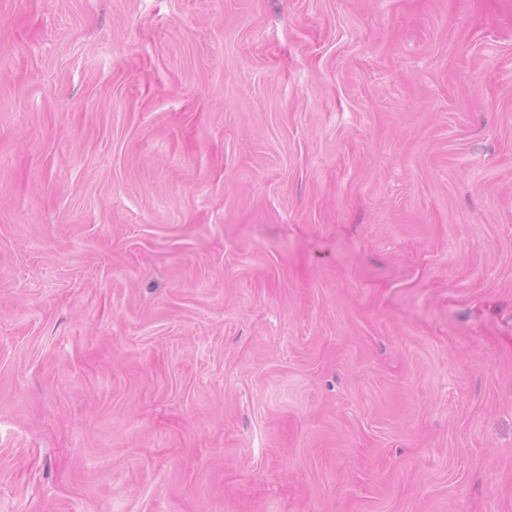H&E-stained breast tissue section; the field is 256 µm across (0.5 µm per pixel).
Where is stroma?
<instances>
[{
	"label": "stroma",
	"mask_w": 512,
	"mask_h": 512,
	"mask_svg": "<svg viewBox=\"0 0 512 512\" xmlns=\"http://www.w3.org/2000/svg\"><path fill=\"white\" fill-rule=\"evenodd\" d=\"M0 512H512V0H0Z\"/></svg>",
	"instance_id": "stroma-1"
}]
</instances>
